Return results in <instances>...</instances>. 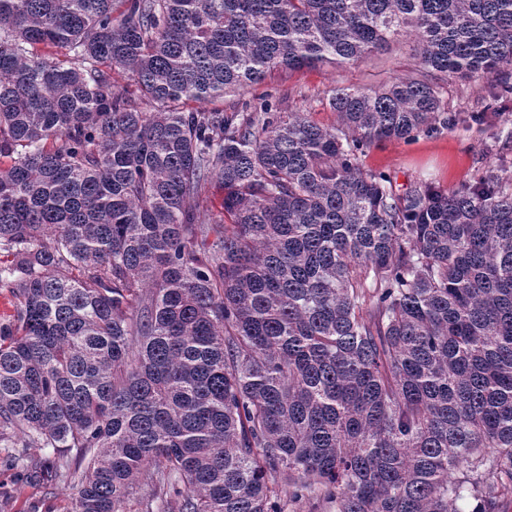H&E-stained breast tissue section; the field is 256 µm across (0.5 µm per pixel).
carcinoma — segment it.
I'll use <instances>...</instances> for the list:
<instances>
[{
  "instance_id": "carcinoma-1",
  "label": "carcinoma",
  "mask_w": 512,
  "mask_h": 512,
  "mask_svg": "<svg viewBox=\"0 0 512 512\" xmlns=\"http://www.w3.org/2000/svg\"><path fill=\"white\" fill-rule=\"evenodd\" d=\"M113 2L0 0V444L47 450L25 468L71 512H284L281 482L336 512H503L512 190L491 167L398 194L361 156L484 121L438 79L512 96V0ZM404 36L421 77L332 90L337 127L187 108ZM202 198L205 206L208 208L210 216L218 224H224V190H222L217 184H207L202 191Z\"/></svg>"
}]
</instances>
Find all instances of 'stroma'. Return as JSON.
<instances>
[{"label": "stroma", "instance_id": "stroma-1", "mask_svg": "<svg viewBox=\"0 0 512 512\" xmlns=\"http://www.w3.org/2000/svg\"><path fill=\"white\" fill-rule=\"evenodd\" d=\"M421 74L411 43L394 44L350 65L273 70L242 97L225 96L222 105L227 108L243 99L257 106L270 97L282 111L308 112L318 123L331 127L339 123L337 113L326 104L331 89L375 87L393 78H416ZM491 85V79L486 77L439 80L444 112H486L490 115L489 125L459 124L419 133L408 142L378 143L362 156L363 168L387 174L399 193L424 186L451 192L474 182L499 162L503 163L505 174L512 177V101H493L489 95ZM42 455V449L34 443L25 448L0 447V512H69L71 486L52 482L46 473L22 466L23 460Z\"/></svg>", "mask_w": 512, "mask_h": 512}]
</instances>
